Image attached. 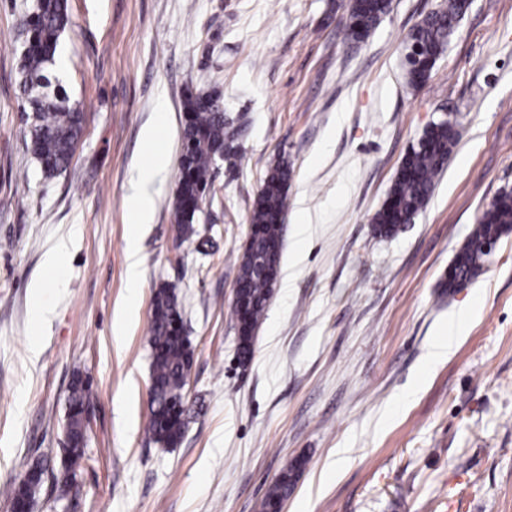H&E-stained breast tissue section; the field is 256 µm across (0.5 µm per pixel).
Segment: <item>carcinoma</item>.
<instances>
[{
    "label": "carcinoma",
    "instance_id": "carcinoma-1",
    "mask_svg": "<svg viewBox=\"0 0 512 512\" xmlns=\"http://www.w3.org/2000/svg\"><path fill=\"white\" fill-rule=\"evenodd\" d=\"M471 0H443L411 30L407 41L406 81L424 84L444 54L448 40L468 12ZM346 28L356 42H364L390 12L391 0H348ZM70 25L68 0H36L23 20L25 49L21 54V89L32 116L27 129V149L42 174L54 178L67 170L83 133V112L71 102L60 80H51L55 56L62 35ZM181 156L173 218L178 237L194 243V224L212 181L218 155L234 164L240 158L237 140L241 128L224 119L220 97L214 93L188 90L183 103ZM457 124L448 116L432 122L402 160L388 197L373 218L374 231L392 237L411 223L429 202L438 174L444 169L458 141ZM292 169L281 160L270 167L253 203L252 234L243 252L238 282L246 302L245 320L233 308L238 334V355L246 361L253 353L255 331L263 319L276 285L283 249V222L287 208ZM512 230V192L502 193L482 212L467 242L455 255V278L441 287L453 292L479 269L487 258L483 244L499 239ZM151 411L146 434L156 444L178 445L185 432L187 404L185 388L193 351L186 335L180 304L174 289L160 287L153 298L150 326ZM90 398L89 383L76 376L70 385L68 403L72 414L69 436L61 448V468L54 475L56 484L67 491L73 486L75 469L84 454L85 431L81 408ZM40 486L18 479L10 485L12 500L34 499ZM294 489L293 471L285 470L268 490L262 512L274 507Z\"/></svg>",
    "mask_w": 512,
    "mask_h": 512
}]
</instances>
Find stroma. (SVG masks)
Listing matches in <instances>:
<instances>
[{
    "label": "stroma",
    "mask_w": 512,
    "mask_h": 512,
    "mask_svg": "<svg viewBox=\"0 0 512 512\" xmlns=\"http://www.w3.org/2000/svg\"><path fill=\"white\" fill-rule=\"evenodd\" d=\"M34 2L0 0V512L27 463L59 448L77 373L91 387L84 456L72 488L43 485L33 512H261L292 465L287 512H512V234L465 288L440 286L482 210L512 189V0H472L418 87L405 79L406 41L441 0H392L359 44L347 0H69L60 76L85 124L50 180L21 117V23ZM190 85L219 93L243 128L237 166L214 168L198 250L181 245L172 216ZM448 112L458 143L430 201L396 236L376 237L403 157ZM281 157L293 173L280 277L243 365L238 258ZM143 173L151 219L136 228ZM133 230L141 283L129 319ZM63 242L59 285L36 292ZM165 284L193 349L173 448L145 432ZM465 308L462 336L428 364Z\"/></svg>",
    "instance_id": "obj_1"
}]
</instances>
